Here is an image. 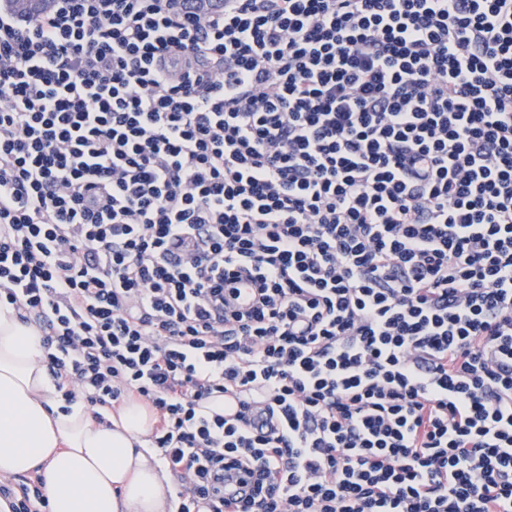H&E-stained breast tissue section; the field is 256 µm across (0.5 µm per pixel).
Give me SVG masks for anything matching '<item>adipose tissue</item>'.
Segmentation results:
<instances>
[{
  "mask_svg": "<svg viewBox=\"0 0 512 512\" xmlns=\"http://www.w3.org/2000/svg\"><path fill=\"white\" fill-rule=\"evenodd\" d=\"M42 335L0 307V474L38 471L51 512H173L166 475L145 439L153 416L122 406L109 424L84 401L55 405Z\"/></svg>",
  "mask_w": 512,
  "mask_h": 512,
  "instance_id": "obj_1",
  "label": "adipose tissue"
}]
</instances>
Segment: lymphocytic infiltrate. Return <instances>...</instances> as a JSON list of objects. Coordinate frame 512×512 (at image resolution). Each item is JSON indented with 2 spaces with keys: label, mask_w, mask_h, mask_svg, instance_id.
<instances>
[{
  "label": "lymphocytic infiltrate",
  "mask_w": 512,
  "mask_h": 512,
  "mask_svg": "<svg viewBox=\"0 0 512 512\" xmlns=\"http://www.w3.org/2000/svg\"><path fill=\"white\" fill-rule=\"evenodd\" d=\"M2 304L176 512H512V0L1 9Z\"/></svg>",
  "instance_id": "f902f5d3"
}]
</instances>
